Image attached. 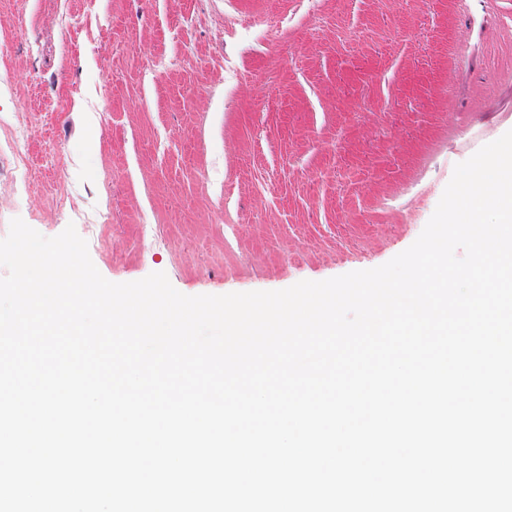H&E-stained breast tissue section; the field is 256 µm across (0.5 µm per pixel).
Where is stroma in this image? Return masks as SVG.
<instances>
[{
	"label": "stroma",
	"mask_w": 512,
	"mask_h": 512,
	"mask_svg": "<svg viewBox=\"0 0 512 512\" xmlns=\"http://www.w3.org/2000/svg\"><path fill=\"white\" fill-rule=\"evenodd\" d=\"M20 14L0 142L27 164L0 160V239L17 217L92 225L115 283L222 295L382 266L512 130V0H0V35Z\"/></svg>",
	"instance_id": "stroma-1"
}]
</instances>
